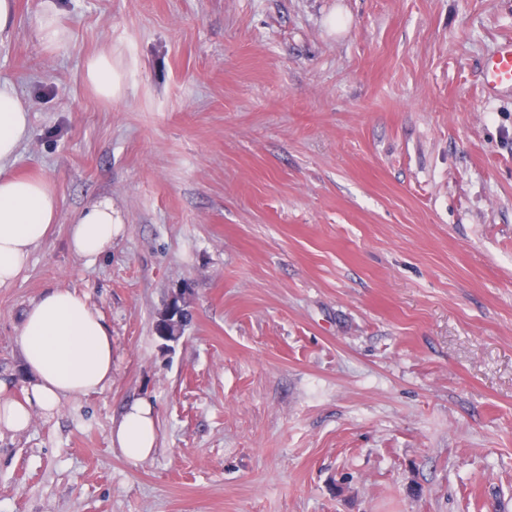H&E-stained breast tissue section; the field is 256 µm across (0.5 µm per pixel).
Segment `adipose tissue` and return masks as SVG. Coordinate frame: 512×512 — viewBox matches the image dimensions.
I'll list each match as a JSON object with an SVG mask.
<instances>
[{"label":"adipose tissue","mask_w":512,"mask_h":512,"mask_svg":"<svg viewBox=\"0 0 512 512\" xmlns=\"http://www.w3.org/2000/svg\"><path fill=\"white\" fill-rule=\"evenodd\" d=\"M84 79L97 98L111 101L118 90L111 52L89 57ZM29 112L16 87L0 83V285L14 281L26 268L33 248L46 240L59 212L51 181L6 172L29 135ZM123 231L112 215L111 199L103 198L72 221L69 249L90 265ZM14 344L27 385L23 398L15 399L8 395L9 383L0 380V432L25 431L35 413L54 415L62 399L102 391L112 381V331L77 290L45 289L27 306ZM156 440V412L147 400L129 404L111 432L112 444L133 463L150 457Z\"/></svg>","instance_id":"1"}]
</instances>
